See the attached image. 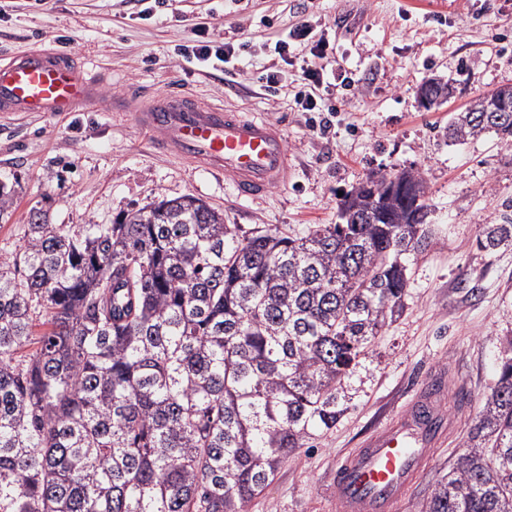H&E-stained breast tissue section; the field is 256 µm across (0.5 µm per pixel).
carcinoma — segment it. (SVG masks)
<instances>
[{
  "instance_id": "cac0c4a2",
  "label": "carcinoma",
  "mask_w": 512,
  "mask_h": 512,
  "mask_svg": "<svg viewBox=\"0 0 512 512\" xmlns=\"http://www.w3.org/2000/svg\"><path fill=\"white\" fill-rule=\"evenodd\" d=\"M489 132L511 148L512 111L446 137ZM425 196L412 167L373 174L299 236L189 194L79 229L30 209L0 258V512H245L345 412L427 247ZM509 243L512 219L477 247ZM465 444L423 512H512V339Z\"/></svg>"
}]
</instances>
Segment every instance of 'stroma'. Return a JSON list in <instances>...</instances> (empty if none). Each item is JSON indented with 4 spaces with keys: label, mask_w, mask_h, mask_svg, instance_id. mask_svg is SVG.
Masks as SVG:
<instances>
[{
    "label": "stroma",
    "mask_w": 512,
    "mask_h": 512,
    "mask_svg": "<svg viewBox=\"0 0 512 512\" xmlns=\"http://www.w3.org/2000/svg\"><path fill=\"white\" fill-rule=\"evenodd\" d=\"M308 22L332 48L323 82L331 130H313L294 96L264 90L263 70L290 72L274 51ZM241 53L235 81L221 67L185 64L179 45L194 25ZM58 48L104 74L96 101L68 115L0 113V183L14 204L0 218V256L17 252L27 213L52 196L50 221L108 224L157 197L196 196L242 233L301 232L336 221L340 193L372 173L423 171L431 208L427 249L409 259L404 310L389 321L345 380L347 410L281 465L247 512H333L336 465L373 432L402 416L416 391L438 393L451 425L398 512H421L464 442L496 381L512 337V245L476 248L484 225L512 217V148L489 133L462 144L448 119L474 96L512 85V0H0V56ZM350 84H341L338 71ZM459 80L445 104L426 110L416 91L429 77ZM178 86L199 101L265 116L292 157L287 181L260 200L237 198L224 177L164 154L120 113L113 98Z\"/></svg>",
    "instance_id": "stroma-1"
}]
</instances>
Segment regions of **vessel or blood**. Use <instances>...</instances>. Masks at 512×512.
Masks as SVG:
<instances>
[{"mask_svg": "<svg viewBox=\"0 0 512 512\" xmlns=\"http://www.w3.org/2000/svg\"><path fill=\"white\" fill-rule=\"evenodd\" d=\"M99 77L61 49H32L0 60L1 112H72L95 97ZM168 151L224 175L237 197L256 200L283 183L291 159L280 131L257 117L199 103L184 91L140 106L113 102ZM430 440L412 413L377 432L336 469V512H394L421 469Z\"/></svg>", "mask_w": 512, "mask_h": 512, "instance_id": "1", "label": "vessel or blood"}]
</instances>
